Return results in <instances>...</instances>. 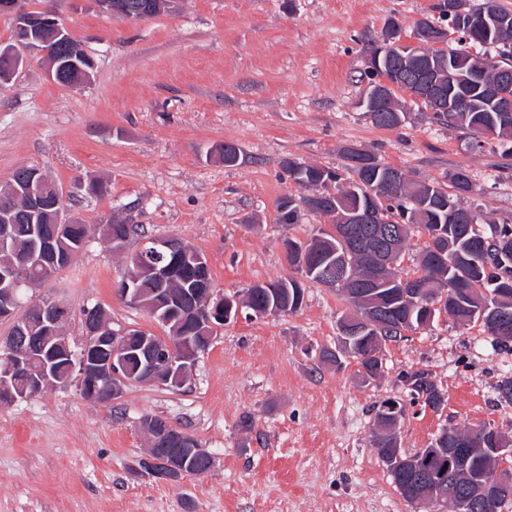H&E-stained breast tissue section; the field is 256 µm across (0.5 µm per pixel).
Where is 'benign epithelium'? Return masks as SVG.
<instances>
[{
	"label": "benign epithelium",
	"instance_id": "7a95c632",
	"mask_svg": "<svg viewBox=\"0 0 512 512\" xmlns=\"http://www.w3.org/2000/svg\"><path fill=\"white\" fill-rule=\"evenodd\" d=\"M96 10L108 17H119L126 21L135 22L147 18L154 10L169 11L174 8L178 0H90ZM0 16L9 18L13 26V38L8 43L0 44V85L5 86L13 81L29 58L39 57L45 65L48 79L54 83L63 81V66L57 57L52 55L51 44L61 43L67 48L70 64L78 71L77 84L87 83L91 80L94 71V60L86 51L84 45L74 39L69 30L59 21L55 12L51 10L33 11L27 6V0H0ZM390 36L381 40L376 51L369 58L370 72L376 75V80L367 88L364 100L367 101L366 111L385 112L388 109L390 90L403 85V96L416 101H432L440 106V111L447 110L448 81L439 76L433 67H422L416 74L410 75L398 71L389 77L378 74L381 69L380 60L389 51H396V55L431 59V52L446 44L437 45L425 42L417 37L411 38L405 34L402 27L395 21L389 22ZM479 87L483 88L485 95L493 102L512 99V69L504 67L498 71L496 80L485 83L484 77H478ZM28 183L25 190H20L14 180L10 179L0 183V193L3 195H16L24 193L29 210L36 215L46 211L53 212L56 224H63L64 197L62 192L53 187H46L41 177V171L36 167L28 168ZM370 198L367 209L363 212H350V216L342 218L339 213L330 215V220L338 224H369L371 231L378 237L390 238V227L378 222L382 215L377 204V196L369 192ZM183 250L182 242L173 236L157 237L144 241L140 247L130 254L129 259L140 266L147 261V255L161 253L168 256H178ZM74 250L69 248L57 252L52 245L42 243L39 250L28 258V261L39 268L37 283L49 281L61 268L71 260ZM197 278L194 280L191 291L199 296L204 307L202 309H179L178 300L162 286L171 278V267L167 264H155L152 267L154 277L161 285L155 290L154 299L149 300L142 296L135 288V282L124 278L120 284V293L131 305L151 308L153 310L168 306L171 313L178 319L177 325L193 322L197 331L203 335L204 343L192 352H179L169 340L159 341L157 336L144 330L134 331L129 327L114 328L106 319L91 321L84 325L82 349L75 351L69 339L63 332V325L68 323L69 308L62 302L49 300L40 309L33 313L42 331L43 348L41 350L40 367L35 385L30 389L10 393V399H28L45 385L54 383L56 365L65 362L68 376L64 385L77 382L82 397L91 401L101 398L102 385L109 386L112 399L122 396L126 387L133 384H151L166 388L177 389L185 384L191 374L199 354L204 352L215 340L212 331L217 329L216 323L227 325L236 320L241 312V297L226 295L213 287L205 271L208 262L204 257L197 258ZM462 291L455 290L451 294H436L426 296L413 290L405 294V299L414 306L424 308L429 314L418 323L423 329L434 321L436 312L445 313L458 301ZM19 301L17 284L10 270L0 272V321L9 320L12 323L11 331L14 336V346L11 358L0 364V387L22 367H29L32 354L26 344V332L31 324L25 314L18 312ZM381 313L371 310L363 318V325L356 328L349 327L343 330L345 344L350 340L369 330L378 329ZM139 336L136 343L130 342V337ZM137 363L136 369H130V361ZM380 416H394L401 420L406 415V404L401 399L391 398L381 401L377 405ZM157 433L154 441H164V447L148 450L147 461L155 466L154 473L162 478L178 480L191 475L187 470L186 460L193 456L203 460L205 470L214 465L213 457L200 445L194 444L188 434L173 426L169 421L162 420L156 427ZM493 443L491 453L497 462L495 476L473 485L469 495L454 500L457 512H471L475 505L481 501H507L512 499V441L507 442L501 436L490 441L484 430L479 429L466 440L458 442V447L448 449V465L458 467L467 455L470 448H483ZM440 452L437 443L420 450L412 456H402L397 448L387 451L386 461L390 468L396 472L410 466L422 469L418 484L422 486L420 495L414 499L419 506H436L448 504L445 486L448 484L447 469L428 471L433 457Z\"/></svg>",
	"mask_w": 512,
	"mask_h": 512
}]
</instances>
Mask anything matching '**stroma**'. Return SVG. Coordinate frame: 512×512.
<instances>
[{
	"label": "stroma",
	"mask_w": 512,
	"mask_h": 512,
	"mask_svg": "<svg viewBox=\"0 0 512 512\" xmlns=\"http://www.w3.org/2000/svg\"><path fill=\"white\" fill-rule=\"evenodd\" d=\"M437 2L179 0L129 22L100 15L91 0H28L56 10L95 70L87 85L62 86L33 57L0 88V183L38 167L62 190L68 218L95 227L118 216L179 237L206 257L227 295L296 277L283 240L324 225L313 215L277 223L278 200L304 193L282 169L290 158L340 170L344 148L356 145L411 179L440 183L463 167L474 182L467 204L512 224V159L498 142L475 147L465 130L414 103L402 127L379 129L360 106L386 22L412 31ZM226 143L243 150L239 165L216 157ZM90 179L106 193L88 194ZM125 262L93 239L22 305L66 303L74 342L82 309L93 305L113 325L161 335L116 290ZM347 310L334 291L309 283L296 313L242 310L179 389L132 385L91 403L69 386L0 405V512H418L374 445L377 404L407 398L404 375L425 369L444 402L408 406L402 454L445 428L488 425L512 438V402L495 390L512 371V348L495 347L481 323L441 317L386 342L383 372L367 384L356 359L322 358L338 351ZM147 414L194 437L214 468L178 480L148 475Z\"/></svg>",
	"instance_id": "obj_1"
}]
</instances>
